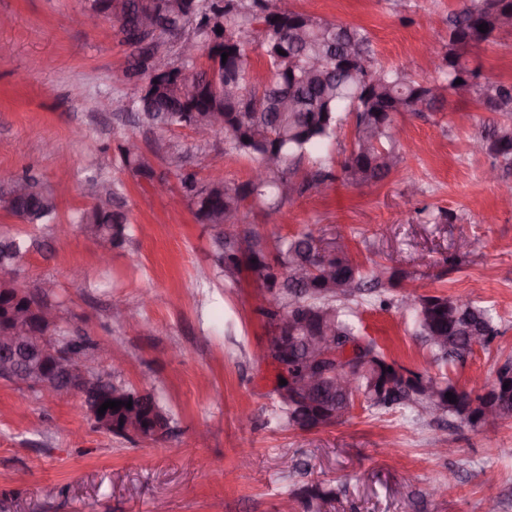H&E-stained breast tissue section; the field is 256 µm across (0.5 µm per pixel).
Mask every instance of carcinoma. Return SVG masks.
I'll return each mask as SVG.
<instances>
[{
    "label": "carcinoma",
    "mask_w": 512,
    "mask_h": 512,
    "mask_svg": "<svg viewBox=\"0 0 512 512\" xmlns=\"http://www.w3.org/2000/svg\"><path fill=\"white\" fill-rule=\"evenodd\" d=\"M90 11L119 24L124 40L137 46L130 76L140 80L126 108L134 119L161 133L190 129L207 120L212 112L224 115L217 132L224 134L225 152L248 156L260 169L253 178L228 182L223 176L205 180L194 172L181 173L185 197L196 219L213 230L212 247L218 275L235 278L248 270L271 295L274 308L265 311L271 326L289 323L298 343L288 371L298 378L306 354L305 337L310 327L326 319L334 336H361V321L352 307L357 296L382 287L384 272L364 274L347 252H319L311 232L268 242L257 234H239L235 225L246 203L262 200L271 209L281 208L296 187L288 179L290 167L325 142L336 138L337 129L352 117L355 143L342 165L343 179L350 185L379 182L402 160L401 145L394 137V118L402 112H432L444 100L442 88L463 99L476 101L496 115L471 138L472 149L512 165V84L480 79V69L469 60L473 48L488 43L504 28L502 17H512V0H464L448 13V28L439 54L444 84L426 85L407 73L380 63L369 32L359 26L276 8L270 0H123L121 17L109 11L107 0H89ZM487 25L482 33L478 26ZM191 26L190 41L205 48L210 37L218 42L208 48L213 61L228 54L217 73L196 70L192 59L172 62L169 76L155 77L154 62L160 39L177 35ZM259 47L267 60L265 79L257 80L248 64L249 48ZM462 83H456V80ZM126 139L116 146L120 164L140 178L152 179L149 157L132 151ZM168 165L183 168L184 152L178 141L164 150ZM335 177L317 169L307 173L304 186L321 189ZM96 184L103 194L89 196L92 204L80 212L76 224L93 241L123 247L131 238L123 209L122 184L96 172L85 185ZM23 185L25 194H4V204L21 223L34 229H59L58 203L36 175L26 171L10 179L9 186ZM29 234L0 236V273L18 275L29 251ZM410 313L416 335L430 348L437 361L463 362L473 352V343L490 345L498 335L491 309L452 294H410ZM58 343L77 359L88 357L97 343L60 324L54 330ZM356 385L348 391L336 388L328 375L319 386L333 409H352L360 401L369 408L418 407L435 409L452 417L479 424L480 407L490 382L476 391H463L445 376L410 371L388 359L372 338L360 348ZM91 392L100 400L119 401L112 409V426L120 429L132 417L145 427V435L161 423L170 425V413L148 391L134 390L109 375ZM452 393L456 402L446 399ZM132 407H126L127 402ZM274 418L300 429L313 425L302 409L295 386L278 394ZM330 493L304 490L298 495L304 512H321Z\"/></svg>",
    "instance_id": "1"
}]
</instances>
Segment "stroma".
Here are the masks:
<instances>
[{"instance_id": "35a3bbf8", "label": "stroma", "mask_w": 512, "mask_h": 512, "mask_svg": "<svg viewBox=\"0 0 512 512\" xmlns=\"http://www.w3.org/2000/svg\"><path fill=\"white\" fill-rule=\"evenodd\" d=\"M328 20L366 28L376 56L419 80L440 76L427 42L446 28L460 0H277ZM88 0H0V186L29 168L51 187L61 223L90 207L81 181L102 165L123 185L130 241L101 248L80 229L37 231L19 282L49 291L75 327L110 347L126 386L154 390L174 424L162 439H126L98 428L79 395L56 398L0 381V512H280L307 488L329 492L323 512H484L494 487L499 512H512V419L494 426L356 403L337 424L301 430L275 421L278 370L255 352L271 336L269 294L249 272L216 282L211 230L200 224L178 171L163 160L166 135L129 118L138 83L136 53L116 24L84 22ZM483 75L512 82V30L471 54ZM488 118L469 99L448 96L439 111L395 118L409 149L379 183L353 186L339 174L354 145L345 123L307 156L294 182L325 166L335 176L324 194L295 192L281 212L247 204L241 229L265 238L312 232L337 240L363 269L381 265L383 310L359 298L363 335L406 368L447 375L470 390L512 359V208L485 180L494 159L470 148ZM139 140L154 163L146 181L113 163L124 137ZM198 178L221 172L250 178L253 159L224 151L223 135L197 141L174 133ZM66 155L71 176L56 177ZM448 219L432 221V212ZM455 294L492 307L500 333L465 363L436 362L416 336L402 300ZM122 302L130 324L112 320ZM252 423L238 424L241 414ZM452 455H438L444 444Z\"/></svg>"}]
</instances>
